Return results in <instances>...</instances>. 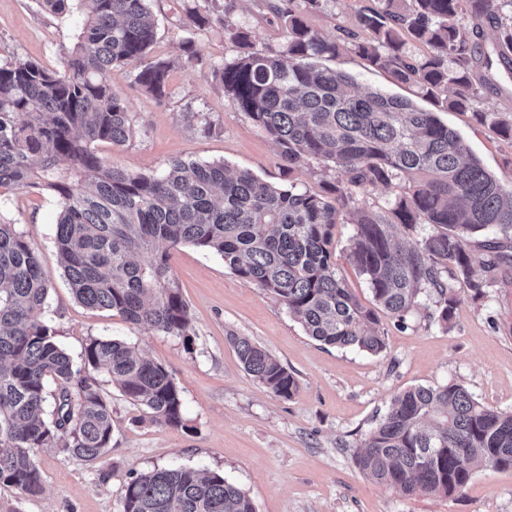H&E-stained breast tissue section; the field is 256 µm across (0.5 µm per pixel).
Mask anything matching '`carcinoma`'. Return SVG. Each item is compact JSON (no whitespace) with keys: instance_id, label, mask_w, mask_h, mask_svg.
Here are the masks:
<instances>
[{"instance_id":"carcinoma-1","label":"carcinoma","mask_w":512,"mask_h":512,"mask_svg":"<svg viewBox=\"0 0 512 512\" xmlns=\"http://www.w3.org/2000/svg\"><path fill=\"white\" fill-rule=\"evenodd\" d=\"M326 0H269L285 32L256 51L224 12L237 56L214 69L217 86L277 145L288 172L315 160L339 173L335 202L276 187L221 162L172 158L155 174H133L97 153L124 146L131 117L116 83L163 101L173 63L151 56L149 0H76L74 45L58 66L27 60L0 66V190L30 188L58 200L57 248L73 297L137 327L187 336L190 318L169 251L191 245L275 297L313 339L377 354L384 333L375 309L336 275L333 229L356 225L350 257L377 306L402 323L425 291L438 320L456 304L449 281L474 294L469 245L494 228L512 239V181L490 174L438 113L409 98L353 90L354 78L323 65L352 50L444 111L471 108L499 61L512 67V13L501 0H375L327 37L306 15ZM474 21L464 30L459 15ZM424 44L418 57L408 44ZM478 123L512 139V116L477 111ZM399 192L378 209L349 208L358 190ZM432 226L401 245L394 230ZM50 284L38 253L15 224L0 222V485L43 491L36 453L62 447L86 461L108 453L112 407L102 373L156 423L183 425L173 375L120 340L93 339L80 362L57 344L43 317ZM246 372L281 398L297 381L245 336H231ZM359 468L403 495H450L480 469L512 468V412L488 408L458 384L415 386L396 395L356 456ZM122 512H255L219 473L156 467L122 488Z\"/></svg>"}]
</instances>
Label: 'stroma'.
Returning a JSON list of instances; mask_svg holds the SVG:
<instances>
[{"mask_svg":"<svg viewBox=\"0 0 512 512\" xmlns=\"http://www.w3.org/2000/svg\"><path fill=\"white\" fill-rule=\"evenodd\" d=\"M369 0H328L308 13V25L324 36L349 24ZM230 5L238 26L249 30L256 49L278 47L284 31L265 0H150L156 25L155 57L170 60L169 96L152 94L120 79L132 135L120 148L103 142L98 152L132 173H158L172 158L224 163L276 184H297L326 194L337 179L317 162L295 172L283 167L273 140L216 85L214 69L237 54L222 25L185 29V6L201 14ZM76 20L41 9L36 0H0V64L36 60L58 63L71 45ZM192 38L198 59L186 64L182 43ZM333 68L352 74L361 90L416 98L412 86L369 70L345 52ZM484 167L512 179V140L476 122L473 112H441ZM54 196L34 189L0 192V222L17 225L37 251L51 285L45 317L56 342L79 356L93 339H120L171 372L179 386L185 425L153 422L110 382L102 387L112 405V442L107 455L88 462L57 448L38 452L42 493L31 496L0 486V512H121V489L132 477L158 466H188L217 472L253 501L256 512H512V469L479 470L452 495L410 496L367 478L355 455L386 413L391 399L415 386H463L483 405L512 412V264L475 266L488 283L481 296L457 289L452 318L438 319L437 295L405 323L380 314L385 348L370 354L322 344L271 295L225 268L220 255L182 246L170 253L191 320L183 338L135 327L119 314L76 301L59 263ZM354 225L333 230L336 273L364 304L372 296L349 259ZM245 336L278 359L298 382L287 399L248 374L230 343Z\"/></svg>","mask_w":512,"mask_h":512,"instance_id":"35a3bbf8","label":"stroma"}]
</instances>
